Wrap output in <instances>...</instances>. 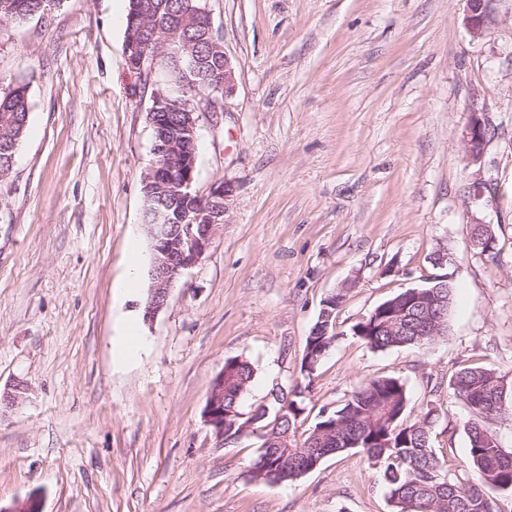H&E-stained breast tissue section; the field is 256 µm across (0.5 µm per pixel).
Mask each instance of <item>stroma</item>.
I'll list each match as a JSON object with an SVG mask.
<instances>
[{
    "label": "stroma",
    "instance_id": "35a3bbf8",
    "mask_svg": "<svg viewBox=\"0 0 512 512\" xmlns=\"http://www.w3.org/2000/svg\"><path fill=\"white\" fill-rule=\"evenodd\" d=\"M127 0H61L0 25V90L28 85L29 121L0 181V505L40 512H392L352 451L293 484L248 479L259 432L218 443L204 421L225 360L247 359L244 413L302 381L322 302L343 292L304 438L367 380L394 376L413 414L439 413L433 446L470 476L467 406L449 380L495 369L512 390V0H490L472 38L465 0H207L235 91L198 118L194 190L233 192L202 260L143 322L151 238L142 176L147 113L164 70L125 55ZM491 134L469 163L462 131ZM492 225L481 254L472 224ZM143 255L123 292L131 244ZM447 249L446 336L374 351L353 333L379 303L427 286ZM144 346L112 349L126 319ZM488 131L489 129L482 115L479 112H472L462 132L466 157L470 163L481 161Z\"/></svg>",
    "mask_w": 512,
    "mask_h": 512
}]
</instances>
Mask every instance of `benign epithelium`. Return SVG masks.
<instances>
[{"label": "benign epithelium", "mask_w": 512, "mask_h": 512, "mask_svg": "<svg viewBox=\"0 0 512 512\" xmlns=\"http://www.w3.org/2000/svg\"><path fill=\"white\" fill-rule=\"evenodd\" d=\"M465 23L472 38L486 34L488 0H466ZM156 34L143 27L130 30L125 42L126 58L130 68L151 74L171 48L155 41ZM235 89V70L229 59L224 68L213 76L210 93L193 105V98L184 89L168 87L153 96L155 105L194 106L185 118L175 124L166 121L161 112H147L154 130L153 154L155 160L144 173L142 183L145 199H153L158 206L150 210L152 220L147 224L152 241V260L148 299L144 320L151 322L167 305L170 292L184 270L197 264L209 249L217 228L224 223L226 201L230 185L226 182L214 187L202 197L193 190L197 153L187 151L197 143V109L217 112L220 104ZM487 124L477 112L470 114L462 132L466 157L471 163L481 161L487 141ZM434 315L433 320L420 327L423 336H441L439 331L444 307L437 292L422 293V300ZM207 426L219 443H224V373H219L210 388L204 409Z\"/></svg>", "instance_id": "1"}]
</instances>
